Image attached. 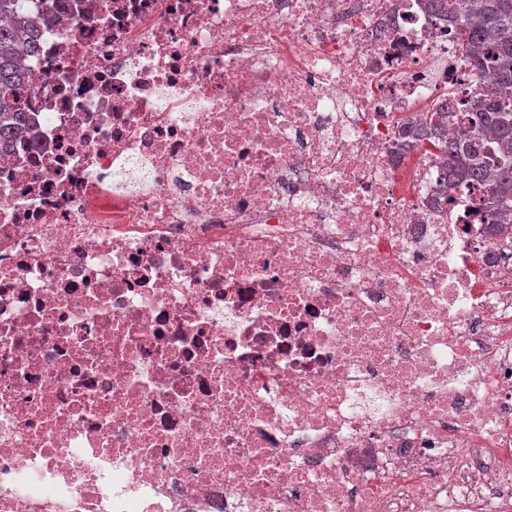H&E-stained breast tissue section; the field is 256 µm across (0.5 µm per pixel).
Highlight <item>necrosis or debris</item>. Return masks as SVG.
I'll return each mask as SVG.
<instances>
[{
	"label": "necrosis or debris",
	"mask_w": 512,
	"mask_h": 512,
	"mask_svg": "<svg viewBox=\"0 0 512 512\" xmlns=\"http://www.w3.org/2000/svg\"><path fill=\"white\" fill-rule=\"evenodd\" d=\"M423 0H63L0 158V512H512V243L401 131Z\"/></svg>",
	"instance_id": "1"
}]
</instances>
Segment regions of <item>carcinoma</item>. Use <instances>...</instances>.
<instances>
[{
  "instance_id": "obj_1",
  "label": "carcinoma",
  "mask_w": 512,
  "mask_h": 512,
  "mask_svg": "<svg viewBox=\"0 0 512 512\" xmlns=\"http://www.w3.org/2000/svg\"><path fill=\"white\" fill-rule=\"evenodd\" d=\"M25 0H0V157L10 152L17 131L28 122L29 75L23 59L40 50V17ZM425 7L451 22L463 21L458 37L468 47L469 67L489 77L479 98V122L448 138L457 101L442 97L417 117L415 139H428L448 156V185L472 180L484 187L497 214H512V0H426ZM496 152L488 160L486 144Z\"/></svg>"
}]
</instances>
